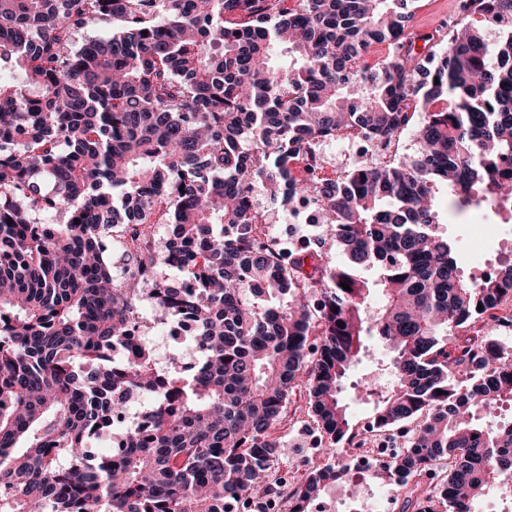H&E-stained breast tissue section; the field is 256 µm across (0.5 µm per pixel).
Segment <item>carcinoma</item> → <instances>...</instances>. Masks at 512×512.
<instances>
[{
  "label": "carcinoma",
  "mask_w": 512,
  "mask_h": 512,
  "mask_svg": "<svg viewBox=\"0 0 512 512\" xmlns=\"http://www.w3.org/2000/svg\"><path fill=\"white\" fill-rule=\"evenodd\" d=\"M412 2L0 0V62L21 75L0 82V512L281 495L309 512L353 461L330 455L283 489L275 431L305 379L326 450L346 445L344 381L367 338L394 353L388 381L355 384L367 417L422 418L411 452L371 472L400 512L436 496L412 478L440 460L444 512L512 479V420L477 415L512 404V349L489 332L446 347L512 293V261L464 276L439 210L442 191L457 213L512 204V26L485 24L512 0H458L448 29L406 39ZM104 20L111 36L77 44ZM377 43L389 53L368 70ZM409 131L417 153H391ZM342 135L378 156L327 178ZM297 201L322 226L268 238L267 211L298 219ZM183 317L197 362L161 368L139 336ZM144 393L154 403L120 423Z\"/></svg>",
  "instance_id": "cac0c4a2"
}]
</instances>
